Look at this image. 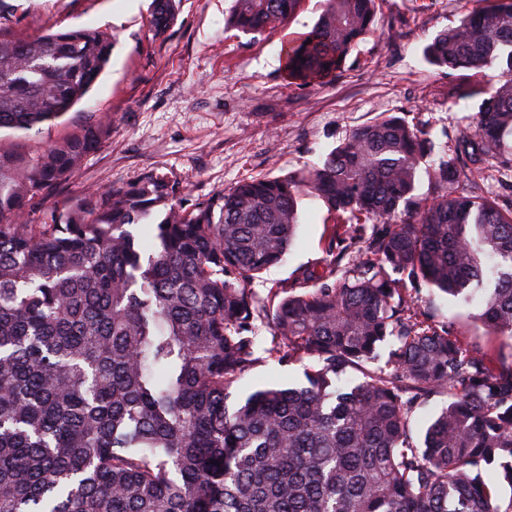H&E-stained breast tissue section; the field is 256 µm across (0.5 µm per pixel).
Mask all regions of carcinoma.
Listing matches in <instances>:
<instances>
[{
  "mask_svg": "<svg viewBox=\"0 0 512 512\" xmlns=\"http://www.w3.org/2000/svg\"><path fill=\"white\" fill-rule=\"evenodd\" d=\"M303 2L233 0L225 26L282 30ZM480 2L424 56L479 73L506 50L507 68L451 92L482 97L473 130L426 168L435 142L381 115L308 169L189 204L147 175L49 210L110 122L89 112L47 145H0V512H512V359L417 311L424 288L475 302L468 318L512 348V209L467 188L490 163L512 172V0ZM179 8L154 0L153 31ZM376 12L324 0L284 42L287 85L334 82ZM114 42L0 27V129L61 119ZM304 195L327 210L331 259L262 295L252 284L294 244ZM262 352L307 362L306 384L229 405ZM440 395L419 443L412 420Z\"/></svg>",
  "mask_w": 512,
  "mask_h": 512,
  "instance_id": "carcinoma-1",
  "label": "carcinoma"
}]
</instances>
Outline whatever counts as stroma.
Segmentation results:
<instances>
[{
    "mask_svg": "<svg viewBox=\"0 0 512 512\" xmlns=\"http://www.w3.org/2000/svg\"><path fill=\"white\" fill-rule=\"evenodd\" d=\"M153 0H6L27 34L51 24L116 32L109 66L88 96L39 138L49 142L87 112L107 115L112 134L89 155L61 197L138 182L153 173L178 183L181 201L208 197L254 175H281L315 164L350 128L393 114L444 145L467 131L475 101L457 103L449 87L490 85L426 62L422 50L472 8V0H380L375 28L324 87L287 85L286 34L245 35L225 28L232 0H182L172 27L154 35ZM285 263L265 272L259 292L288 287L298 269L328 259L326 210L311 196ZM298 364L268 358L233 391L241 400L270 383L296 384Z\"/></svg>",
    "mask_w": 512,
    "mask_h": 512,
    "instance_id": "35a3bbf8",
    "label": "stroma"
}]
</instances>
